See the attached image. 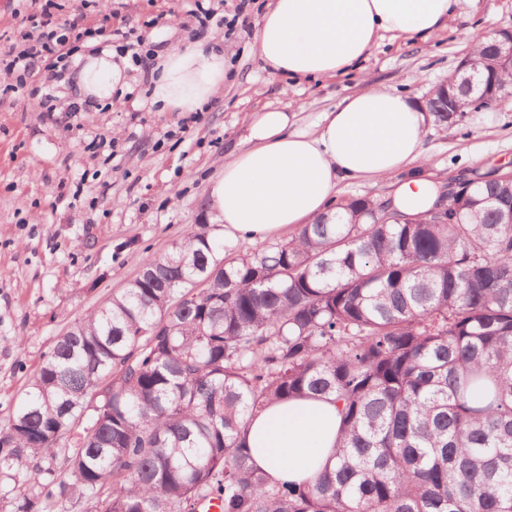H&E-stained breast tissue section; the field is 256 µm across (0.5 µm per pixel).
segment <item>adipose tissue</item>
I'll return each mask as SVG.
<instances>
[{
  "instance_id": "1",
  "label": "adipose tissue",
  "mask_w": 512,
  "mask_h": 512,
  "mask_svg": "<svg viewBox=\"0 0 512 512\" xmlns=\"http://www.w3.org/2000/svg\"><path fill=\"white\" fill-rule=\"evenodd\" d=\"M459 0H272L256 23L257 52L270 74L327 80L346 73L390 37L428 38L445 27ZM151 104L194 112L224 83L220 43L190 44L159 56ZM81 99L111 101L127 86L126 61L104 50L82 57ZM428 116L408 96L374 88L344 97L316 132L292 126L286 112L258 113L241 145L224 158L211 188V223L241 240L276 237L330 212L342 183L389 181L395 210L431 208L441 188L428 178ZM342 427L334 397L276 403L246 434L254 463L273 480L303 483L336 450Z\"/></svg>"
}]
</instances>
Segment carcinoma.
Listing matches in <instances>:
<instances>
[{"label": "carcinoma", "instance_id": "carcinoma-1", "mask_svg": "<svg viewBox=\"0 0 512 512\" xmlns=\"http://www.w3.org/2000/svg\"><path fill=\"white\" fill-rule=\"evenodd\" d=\"M470 56L512 83L494 44ZM484 107L461 87L431 118ZM470 173L443 215L350 198L261 250L219 258L202 224L146 260L50 344L0 435V475L48 460L15 512H512V182ZM311 395L341 406L335 462L275 482L245 434Z\"/></svg>", "mask_w": 512, "mask_h": 512}]
</instances>
